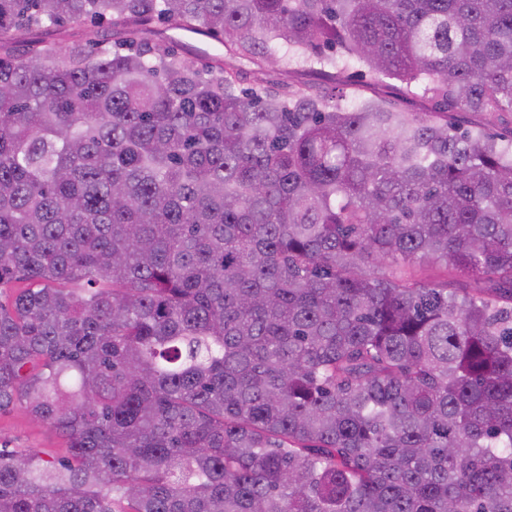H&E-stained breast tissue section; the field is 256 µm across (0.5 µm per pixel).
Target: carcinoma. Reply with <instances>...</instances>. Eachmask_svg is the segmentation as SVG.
Wrapping results in <instances>:
<instances>
[{
	"mask_svg": "<svg viewBox=\"0 0 512 512\" xmlns=\"http://www.w3.org/2000/svg\"><path fill=\"white\" fill-rule=\"evenodd\" d=\"M508 112L512 0H0V411L68 443L0 512H512ZM166 34L178 42L176 51L188 56L191 53L206 52L210 55H224V47L210 38L178 29L167 30ZM262 68L264 73L261 77L274 81H288L290 79L294 82L300 81L320 84H331L333 81L332 74H329L330 76H316L311 73L288 74V68L282 66H268L266 63H263Z\"/></svg>",
	"mask_w": 512,
	"mask_h": 512,
	"instance_id": "carcinoma-1",
	"label": "carcinoma"
}]
</instances>
